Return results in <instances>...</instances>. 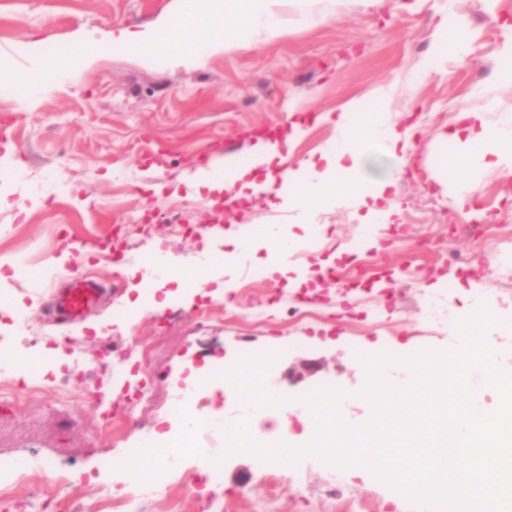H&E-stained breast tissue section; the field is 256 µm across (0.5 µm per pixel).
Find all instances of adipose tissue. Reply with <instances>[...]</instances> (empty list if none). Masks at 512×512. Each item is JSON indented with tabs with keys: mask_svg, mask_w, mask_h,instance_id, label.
<instances>
[{
	"mask_svg": "<svg viewBox=\"0 0 512 512\" xmlns=\"http://www.w3.org/2000/svg\"><path fill=\"white\" fill-rule=\"evenodd\" d=\"M273 3L274 0H180L178 12L156 27L138 31L121 28L105 40L86 34L74 45L72 53L90 63L99 55L103 44L109 43L116 49H137L147 62L160 53L174 59L189 57L199 62L207 55L221 51L238 29L277 36L281 21L272 9ZM71 73L69 63L63 59L48 60L22 71L0 66V82L19 85L28 99L35 100L50 86L67 84ZM389 100V92H379L378 107L373 112L363 111L360 102H350L336 120L334 143L321 152L319 159H310L289 169V181H301L306 185V192L300 199L305 210L316 212L326 200L348 193L351 185L342 175L357 172L369 150H381L394 157L407 153L409 137L400 134L390 121L387 115ZM462 118L467 123L470 138L482 143L483 156L491 157L492 167L512 173V129L486 127L477 112L463 113ZM284 161L280 142L261 141L253 146L249 165L217 158L208 167L187 174L184 181L196 189L225 191L236 198L255 196L262 187L273 184V169ZM267 368V362L263 361L246 369H232L229 377L233 390L244 401L264 402L266 410L270 411L276 403L269 400L264 383ZM176 448L187 454L195 451L185 431L152 435L148 451L133 471L134 477L149 478L154 471L155 459Z\"/></svg>",
	"mask_w": 512,
	"mask_h": 512,
	"instance_id": "adipose-tissue-1",
	"label": "adipose tissue"
}]
</instances>
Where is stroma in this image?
Returning a JSON list of instances; mask_svg holds the SVG:
<instances>
[{"instance_id":"stroma-1","label":"stroma","mask_w":512,"mask_h":512,"mask_svg":"<svg viewBox=\"0 0 512 512\" xmlns=\"http://www.w3.org/2000/svg\"><path fill=\"white\" fill-rule=\"evenodd\" d=\"M177 9L178 0H0V59L23 70L48 47H62L68 57L83 34L141 30ZM274 9L285 22L279 36L241 33L200 64L166 57L148 64L136 51L108 47L92 65L73 63L70 83L27 107L21 88L0 83V126L8 133L0 142V343L42 365L27 410L0 408V459L40 457L48 479L32 492L61 512H78L103 487L124 499L125 473L102 469V461L125 456L145 436L179 428L176 407L200 397L207 403L193 442L223 457L224 471L207 482L197 457L186 456L174 479L194 490L190 512H343L346 503L355 512H413L401 492L368 471L357 472L337 501L327 494L337 468L316 457L291 465L227 454L216 423L239 408L237 394L218 382L181 389L177 380L274 354L265 381L278 404L257 426L269 440L301 447L307 416L299 399L319 386L342 391L344 422L367 417L362 356L407 357L459 345L460 336L424 323L430 300L444 299L460 317L490 309L491 348L512 338V317L497 301L512 295V251L492 231L457 230L512 225V174L480 164L452 174L446 165L448 153L482 151L479 141L450 138L461 112L481 106L477 90L498 100L485 115L488 125L512 124V87L498 82L512 59V0H337L329 16L320 0H277ZM454 21L465 49L436 60ZM381 88L393 91L391 118L412 131L409 165L399 168L391 155L372 152L353 176L356 195L327 202L316 214L300 207L299 184H289L287 200L244 199L228 208L183 182L211 157L245 161L261 132L288 137L296 118L305 133L291 143L289 165L319 158L336 138L328 115L354 99L375 111ZM379 181L389 187L377 206L390 218L367 224L358 197ZM466 184L475 188L473 202L461 209L455 194ZM18 208L26 223H14ZM116 224L133 253L177 271H208V279L188 281L191 303L122 308L139 285L133 264L113 263L111 247L94 245ZM277 237L293 243L295 256L270 276ZM81 240L91 242L90 251L64 255L66 243ZM372 253L385 260L371 277H350ZM328 261L346 280L320 282L317 319L289 317V309L302 306L299 281ZM73 275L111 291L92 323L75 329L49 314L53 288ZM227 283L231 292L218 297ZM254 312L262 326L244 329L241 317ZM108 320L120 324L118 345L92 328ZM63 342L85 357L86 380L57 369L52 353ZM145 349L152 355L143 362ZM63 383L73 400L58 410L50 396ZM96 386L121 413L119 435L101 429L89 393Z\"/></svg>"}]
</instances>
